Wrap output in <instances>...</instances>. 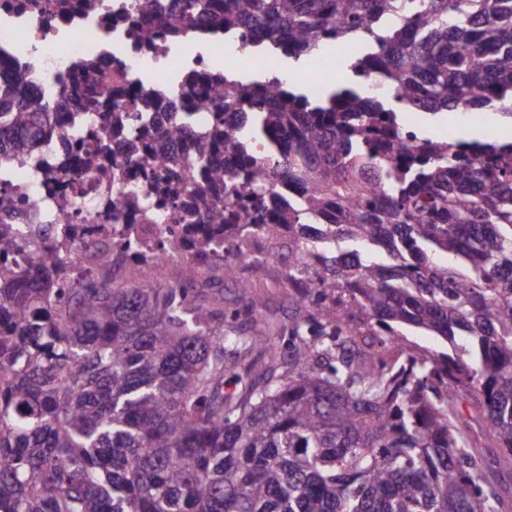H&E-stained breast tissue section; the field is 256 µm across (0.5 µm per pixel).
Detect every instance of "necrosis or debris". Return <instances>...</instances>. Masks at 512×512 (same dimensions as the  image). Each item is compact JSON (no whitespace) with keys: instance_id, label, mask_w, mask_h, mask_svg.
<instances>
[{"instance_id":"1","label":"necrosis or debris","mask_w":512,"mask_h":512,"mask_svg":"<svg viewBox=\"0 0 512 512\" xmlns=\"http://www.w3.org/2000/svg\"><path fill=\"white\" fill-rule=\"evenodd\" d=\"M176 0H158L152 15L138 9L137 0H0V64L30 62L29 89L49 95L57 111L73 109L69 89L55 79L73 65L96 67L123 91L128 109H136L146 95H153L157 127L168 124L167 115L182 111L194 93L188 75H208V90L216 108L224 106V86L234 84L242 70L256 73L267 57L260 54V35L252 27L241 26L226 33L202 22L195 33L180 39L167 30ZM40 41L42 51L31 57L32 41ZM67 146L52 140L42 165H14L12 190L23 197L27 211L33 212L47 232H54L55 196L67 192L76 202L68 215L78 227L77 240L70 248L73 264H80L84 243L91 236L82 225L88 210L102 189L101 174H62L54 184L42 177V166L60 167Z\"/></svg>"}]
</instances>
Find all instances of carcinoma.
Instances as JSON below:
<instances>
[{
    "label": "carcinoma",
    "mask_w": 512,
    "mask_h": 512,
    "mask_svg": "<svg viewBox=\"0 0 512 512\" xmlns=\"http://www.w3.org/2000/svg\"><path fill=\"white\" fill-rule=\"evenodd\" d=\"M203 20L249 24L295 61L359 40L351 73L377 72L419 112L512 100V0H184L168 33ZM112 97L95 103L112 123L81 128L63 165L111 163L96 248L149 274L156 245L135 225L178 213L188 192L183 260L239 276L246 297L288 253V326H270L258 296L228 311L193 278L142 288L107 259L74 274L58 245L28 255L0 231V512H512V142L477 143L480 159L446 139L404 146L392 103L352 80L316 97L285 82L275 99L228 86L245 135L222 112L199 130L172 113L188 155L142 170L146 207L125 170L149 161L158 130ZM68 133L26 66L0 73V162ZM228 151L233 167L211 165Z\"/></svg>",
    "instance_id": "1"
}]
</instances>
